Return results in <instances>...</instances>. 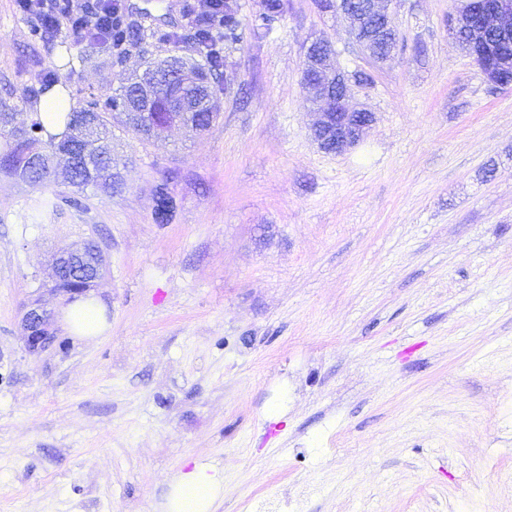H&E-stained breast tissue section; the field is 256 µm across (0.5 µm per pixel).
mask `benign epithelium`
Masks as SVG:
<instances>
[{"label": "benign epithelium", "mask_w": 512, "mask_h": 512, "mask_svg": "<svg viewBox=\"0 0 512 512\" xmlns=\"http://www.w3.org/2000/svg\"><path fill=\"white\" fill-rule=\"evenodd\" d=\"M394 0H336V9L347 16L350 30L359 50L376 62L393 59L397 46V32L391 8ZM452 34L469 56H474L476 43L459 34L471 29V21L482 32L498 37L499 41L512 45V0H458ZM319 38L307 48L303 62L302 79L315 93L320 109L315 112L312 136L318 147L331 154H343L356 147L366 130L375 121V115L358 107L347 92V84L364 78L348 75L335 65L332 50ZM487 81L499 88L512 86V78L505 71L512 70V55H504L496 61L480 66ZM85 261L84 248L64 251L52 265V280H58L60 266L67 262L78 266ZM53 315L41 306L30 308L22 321L25 347L30 354L46 351L57 340L52 328Z\"/></svg>", "instance_id": "obj_1"}]
</instances>
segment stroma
<instances>
[{
	"label": "stroma",
	"mask_w": 512,
	"mask_h": 512,
	"mask_svg": "<svg viewBox=\"0 0 512 512\" xmlns=\"http://www.w3.org/2000/svg\"><path fill=\"white\" fill-rule=\"evenodd\" d=\"M239 4L209 131L147 141L113 113L111 195L0 172V512H158L194 460L223 475L220 512L286 493L295 512H512V88L452 39L454 0H395L385 65L316 0L268 29ZM183 5L125 0L140 48L65 67L0 0L15 124L49 69L77 108L144 59L193 57ZM320 37L373 77L351 93L376 121L340 155L311 135L302 68ZM91 240L108 330L86 340L59 318L28 354L29 304L64 311L56 254Z\"/></svg>",
	"instance_id": "1"
}]
</instances>
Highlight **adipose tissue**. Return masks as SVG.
I'll return each mask as SVG.
<instances>
[{"label":"adipose tissue","instance_id":"adipose-tissue-1","mask_svg":"<svg viewBox=\"0 0 512 512\" xmlns=\"http://www.w3.org/2000/svg\"><path fill=\"white\" fill-rule=\"evenodd\" d=\"M66 322L74 335L93 338L107 327L104 307L96 299H79L69 305ZM224 496V478L210 465L194 463L191 470L174 475L162 512H218Z\"/></svg>","mask_w":512,"mask_h":512}]
</instances>
